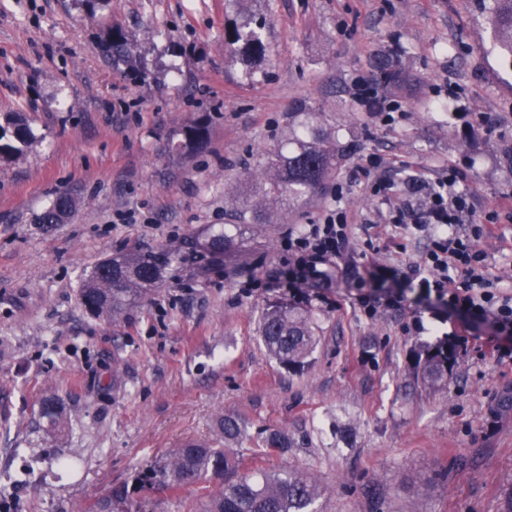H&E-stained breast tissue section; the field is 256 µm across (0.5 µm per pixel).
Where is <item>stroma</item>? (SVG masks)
Listing matches in <instances>:
<instances>
[{"instance_id":"35a3bbf8","label":"stroma","mask_w":512,"mask_h":512,"mask_svg":"<svg viewBox=\"0 0 512 512\" xmlns=\"http://www.w3.org/2000/svg\"><path fill=\"white\" fill-rule=\"evenodd\" d=\"M264 18L265 64L224 46L226 30ZM135 48L113 66L108 27ZM481 0H0V116L24 114L33 137L0 158V504L8 512H72L188 441L216 443L219 416L246 421L242 471L269 464L310 472L325 487L315 512H512V362L476 330L445 385H415L417 356L453 321L414 305L365 315L354 280L295 298L273 288L282 236L317 223L329 190L279 208L221 255L208 235L244 205L254 173L311 126L342 157L352 217L350 259L362 274L407 269L425 234L387 218L399 186L461 168L471 218L502 215L480 248L488 274L512 288V56ZM402 81L378 95L406 111L381 124L356 99L380 60ZM308 112H298L300 103ZM208 127L186 143L185 130ZM376 154L387 167L361 177ZM61 192L77 201L61 224L36 217ZM130 251L176 252L163 283L117 318L81 304L82 281ZM297 304L317 346L301 370L260 338L264 310ZM70 424L39 421L45 396ZM285 453L267 455L266 429ZM81 467L60 476L70 452ZM216 483L180 496L146 494L143 512H202Z\"/></svg>"}]
</instances>
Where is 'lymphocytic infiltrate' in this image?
I'll return each instance as SVG.
<instances>
[{"instance_id":"lymphocytic-infiltrate-1","label":"lymphocytic infiltrate","mask_w":512,"mask_h":512,"mask_svg":"<svg viewBox=\"0 0 512 512\" xmlns=\"http://www.w3.org/2000/svg\"><path fill=\"white\" fill-rule=\"evenodd\" d=\"M461 172L448 166L434 181L416 177L406 183V199L392 210L389 221L410 224L427 232L430 245L419 263L410 269L419 293L433 318L454 314L463 330L452 331L458 345H465V330L474 325L491 328L497 338L491 352L497 360H512V294L486 275L489 255L479 249L498 215L489 212L482 220L461 225L463 214L471 211L467 193L457 191ZM351 221L346 210H324L318 223L306 229L287 231L283 236L290 270L289 287L307 288L316 281H330L333 271L353 277L357 267L348 261Z\"/></svg>"}]
</instances>
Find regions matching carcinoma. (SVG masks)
<instances>
[{"label": "carcinoma", "instance_id": "cac0c4a2", "mask_svg": "<svg viewBox=\"0 0 512 512\" xmlns=\"http://www.w3.org/2000/svg\"><path fill=\"white\" fill-rule=\"evenodd\" d=\"M493 25L501 35V49L512 55V0H491L488 6ZM264 23L252 27L235 25L225 39L231 53L250 63L264 60L267 45L262 38ZM106 51L115 60L131 53V44L122 29L109 28L103 40ZM377 83L388 86L399 80L392 62L382 61L375 74ZM31 137V128L18 114H8L0 123V157L21 154V146ZM295 147L267 158L262 179L255 184L252 204L231 216L229 228L213 234L209 248L228 252L239 245L243 230L267 213L269 206L284 202L293 205L321 193L338 161L334 146L316 142L307 127L295 134ZM76 202L67 193L56 195L52 205L38 217L40 224H59L75 209ZM173 260L169 253L129 252L98 264L83 280L82 305L97 315L115 316L143 298L162 283L165 267ZM261 338L270 355L283 366L301 369L316 344L308 312L289 303L271 306L263 315ZM456 358L448 343L422 350L416 379L422 385L436 387L447 382L448 369ZM39 419L61 431L66 426L62 404L54 397L43 399ZM218 431L231 444L243 434V422L234 415L218 420ZM219 482L218 490L206 502L205 512H311L320 495V487L308 474L296 469H272L241 472L229 448H214L207 442L188 441L166 453L153 464L140 468L131 481L112 485L102 496L81 504L73 512H140L137 495L141 492L172 496L203 480Z\"/></svg>", "mask_w": 512, "mask_h": 512}]
</instances>
